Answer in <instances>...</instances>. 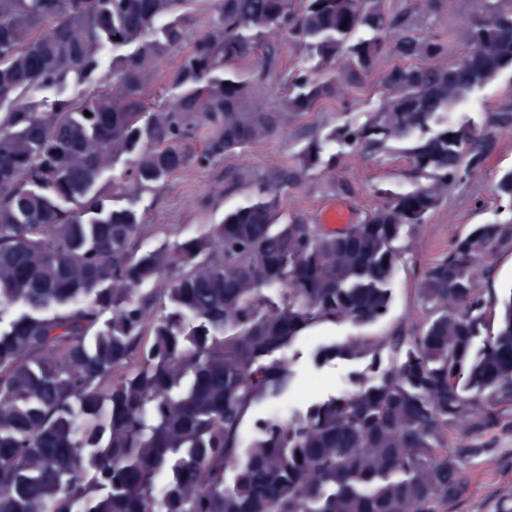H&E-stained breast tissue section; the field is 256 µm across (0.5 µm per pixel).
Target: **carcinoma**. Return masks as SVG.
Wrapping results in <instances>:
<instances>
[{
    "instance_id": "carcinoma-1",
    "label": "carcinoma",
    "mask_w": 512,
    "mask_h": 512,
    "mask_svg": "<svg viewBox=\"0 0 512 512\" xmlns=\"http://www.w3.org/2000/svg\"><path fill=\"white\" fill-rule=\"evenodd\" d=\"M189 2L0 0V512H444L465 459L486 452L448 451V431L512 404V293L490 332L476 288L501 224L429 267L418 334L317 349V362L372 358L348 392L257 419L246 446L241 430L288 390L291 362L273 354L318 322L386 315L397 242L482 166L475 128L439 116L512 70V0H482L464 67L435 64L445 44L406 34L383 0H216L195 35ZM284 33L316 59L289 77L290 112L345 95L387 50L418 60L386 71L383 105L335 139L410 140L431 183L327 232L281 221V172L201 234L136 251L141 213L106 203L105 173L125 160L114 189L134 193L273 135L281 113L237 64ZM186 42L147 108L150 74ZM125 48L105 69L104 51ZM496 197L512 205V171Z\"/></svg>"
}]
</instances>
